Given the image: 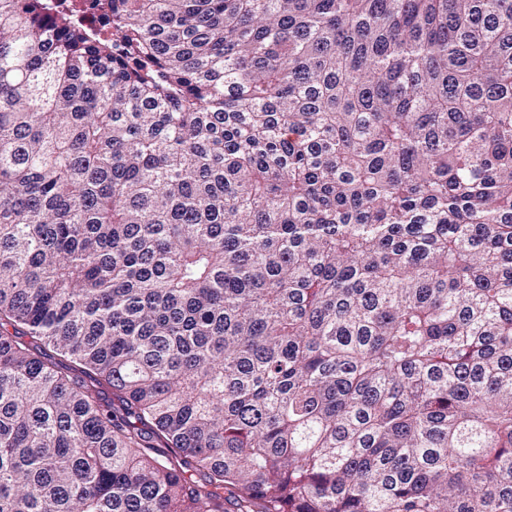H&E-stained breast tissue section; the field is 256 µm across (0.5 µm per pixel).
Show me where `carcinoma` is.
I'll return each mask as SVG.
<instances>
[{
  "mask_svg": "<svg viewBox=\"0 0 512 512\" xmlns=\"http://www.w3.org/2000/svg\"><path fill=\"white\" fill-rule=\"evenodd\" d=\"M0 0V512H512V0Z\"/></svg>",
  "mask_w": 512,
  "mask_h": 512,
  "instance_id": "1",
  "label": "carcinoma"
}]
</instances>
